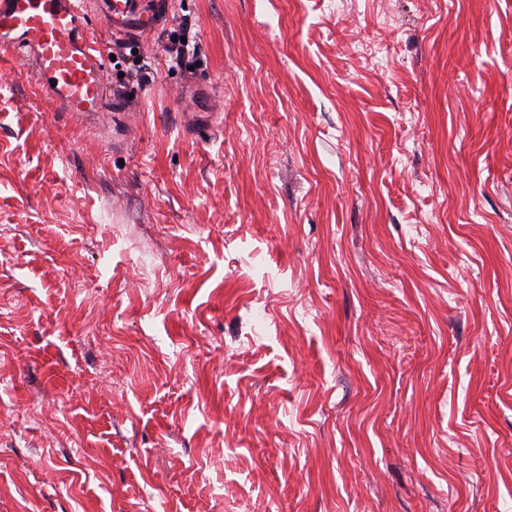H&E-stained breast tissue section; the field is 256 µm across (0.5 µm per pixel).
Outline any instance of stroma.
Returning <instances> with one entry per match:
<instances>
[{
    "label": "stroma",
    "instance_id": "35a3bbf8",
    "mask_svg": "<svg viewBox=\"0 0 512 512\" xmlns=\"http://www.w3.org/2000/svg\"><path fill=\"white\" fill-rule=\"evenodd\" d=\"M128 45L100 131L0 56V512H512V0Z\"/></svg>",
    "mask_w": 512,
    "mask_h": 512
}]
</instances>
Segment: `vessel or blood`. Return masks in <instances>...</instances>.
<instances>
[{
  "instance_id": "vessel-or-blood-1",
  "label": "vessel or blood",
  "mask_w": 512,
  "mask_h": 512,
  "mask_svg": "<svg viewBox=\"0 0 512 512\" xmlns=\"http://www.w3.org/2000/svg\"><path fill=\"white\" fill-rule=\"evenodd\" d=\"M103 8L110 29L146 34L155 27V12L142 0H105ZM92 18L83 0H0V50L41 94L90 126L112 103L106 60L88 40Z\"/></svg>"
}]
</instances>
